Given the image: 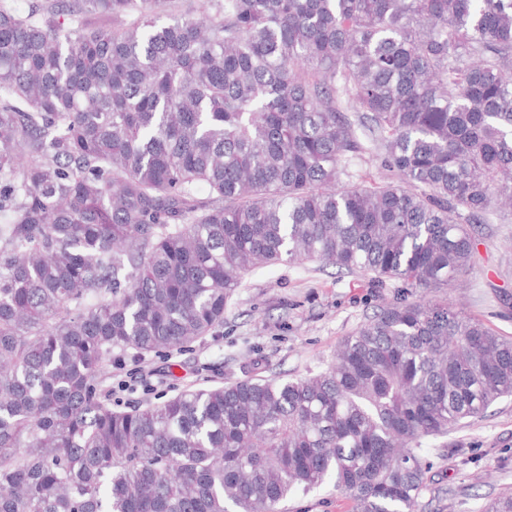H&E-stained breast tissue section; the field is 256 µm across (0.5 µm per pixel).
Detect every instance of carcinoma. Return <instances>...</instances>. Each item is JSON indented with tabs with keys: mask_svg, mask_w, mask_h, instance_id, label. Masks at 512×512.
Here are the masks:
<instances>
[{
	"mask_svg": "<svg viewBox=\"0 0 512 512\" xmlns=\"http://www.w3.org/2000/svg\"><path fill=\"white\" fill-rule=\"evenodd\" d=\"M170 2L0 0V512H280L328 479L417 512L424 442L512 396V340L425 298L512 208V0ZM360 130L391 177L344 184ZM284 259L406 296L304 378L103 400L113 350L197 341Z\"/></svg>",
	"mask_w": 512,
	"mask_h": 512,
	"instance_id": "obj_1",
	"label": "carcinoma"
}]
</instances>
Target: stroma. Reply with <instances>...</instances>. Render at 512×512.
Instances as JSON below:
<instances>
[{
    "instance_id": "35a3bbf8",
    "label": "stroma",
    "mask_w": 512,
    "mask_h": 512,
    "mask_svg": "<svg viewBox=\"0 0 512 512\" xmlns=\"http://www.w3.org/2000/svg\"><path fill=\"white\" fill-rule=\"evenodd\" d=\"M482 233L473 271L433 297L512 339V215L490 212ZM402 292L400 281L378 288L369 276L318 262L261 267L234 292L223 322L189 350L113 351L104 389L113 408L125 410L252 376L301 378L331 364L343 339ZM423 448L432 469L422 512H482L490 499L512 493V396ZM286 508L353 512L354 503L328 481L291 496Z\"/></svg>"
}]
</instances>
